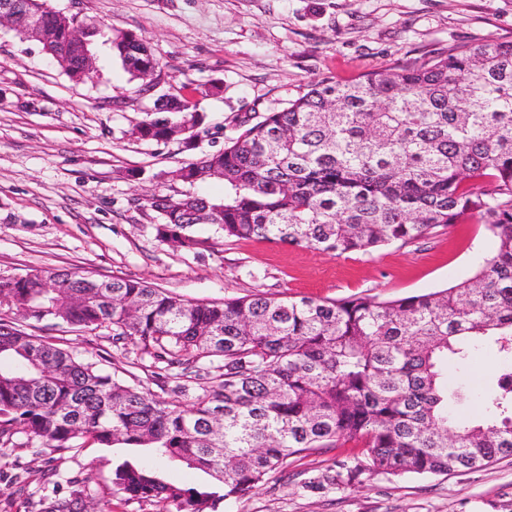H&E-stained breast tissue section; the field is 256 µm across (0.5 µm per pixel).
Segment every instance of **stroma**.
Here are the masks:
<instances>
[{"label":"stroma","instance_id":"35a3bbf8","mask_svg":"<svg viewBox=\"0 0 512 512\" xmlns=\"http://www.w3.org/2000/svg\"><path fill=\"white\" fill-rule=\"evenodd\" d=\"M99 34L92 79L72 80L34 40L0 30V270L59 267L102 278L133 277L191 301L264 293L294 299L366 295L401 298L449 287L490 255L479 224H455L428 239L372 253L318 252L265 240L216 239L190 253L161 242L148 200L189 193L173 173L223 150L244 120L287 106L323 78L347 80L455 46L512 41V0H48ZM133 32L159 60L155 86L141 92L112 52ZM197 92L203 120L191 143L156 142L134 130L159 96ZM39 334L97 368L127 367L108 332L40 323ZM504 367L482 347L466 369L449 368L448 387L470 418ZM350 445L307 451L271 473L251 497L219 512H512V458L450 475H364L320 491L301 482L338 469ZM68 482L93 473V501L112 512H155L112 485L108 451L50 453L10 448L0 458V512L15 473L27 478L30 512L51 494L46 463Z\"/></svg>","mask_w":512,"mask_h":512}]
</instances>
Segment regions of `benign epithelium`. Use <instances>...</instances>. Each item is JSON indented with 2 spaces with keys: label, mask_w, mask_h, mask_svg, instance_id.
I'll use <instances>...</instances> for the list:
<instances>
[{
  "label": "benign epithelium",
  "mask_w": 512,
  "mask_h": 512,
  "mask_svg": "<svg viewBox=\"0 0 512 512\" xmlns=\"http://www.w3.org/2000/svg\"><path fill=\"white\" fill-rule=\"evenodd\" d=\"M0 26H6L11 30L19 28L24 31L27 38L45 45L56 42L60 34L64 33L66 41L62 53L58 56L60 63L66 67L70 56L77 55L81 58L84 70H95V58L88 52L83 40L84 27L73 17L56 11L54 20L49 23L36 15H21L17 0H0Z\"/></svg>",
  "instance_id": "benign-epithelium-1"
}]
</instances>
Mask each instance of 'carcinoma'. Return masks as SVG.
I'll return each mask as SVG.
<instances>
[{
    "label": "carcinoma",
    "instance_id": "cac0c4a2",
    "mask_svg": "<svg viewBox=\"0 0 512 512\" xmlns=\"http://www.w3.org/2000/svg\"><path fill=\"white\" fill-rule=\"evenodd\" d=\"M112 48L134 80L159 68L136 34ZM202 120L178 94L143 120V139L167 141ZM184 135V134H182ZM193 134L184 135L190 143ZM196 185L224 181V197L157 195L156 236L188 252L226 239H261L337 255L430 237L453 224L484 226L491 255L448 288L378 301L300 300L255 293L191 302L141 279L77 271H0V447L132 448L112 483L157 512H216L255 494L304 451L361 442L347 479L453 474L512 456V371L471 421L448 406V366L477 343L512 359V42L459 46L350 82L324 78L267 112L224 150L174 171ZM55 281L57 290L45 288ZM51 322L108 331L139 358L216 375L160 396L98 369L54 336ZM191 396L189 403L183 398ZM161 464L200 470L210 485L167 482ZM90 477L41 512H82ZM336 482L327 470L304 483Z\"/></svg>",
    "mask_w": 512,
    "mask_h": 512
}]
</instances>
